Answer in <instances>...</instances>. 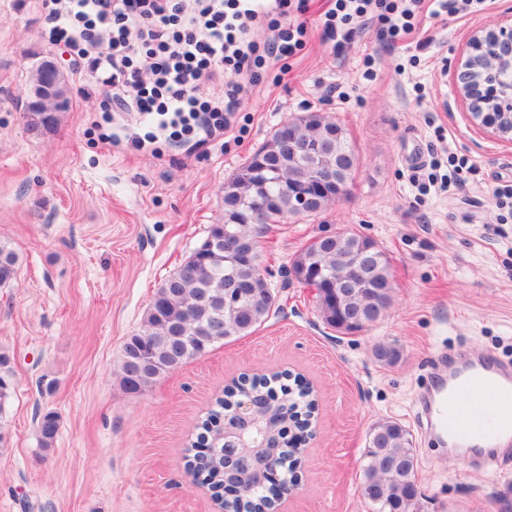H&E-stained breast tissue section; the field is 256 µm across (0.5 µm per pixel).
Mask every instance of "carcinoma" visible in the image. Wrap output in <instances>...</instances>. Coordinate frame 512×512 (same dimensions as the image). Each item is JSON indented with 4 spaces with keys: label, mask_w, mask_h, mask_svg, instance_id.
Masks as SVG:
<instances>
[{
    "label": "carcinoma",
    "mask_w": 512,
    "mask_h": 512,
    "mask_svg": "<svg viewBox=\"0 0 512 512\" xmlns=\"http://www.w3.org/2000/svg\"><path fill=\"white\" fill-rule=\"evenodd\" d=\"M51 60L37 66L29 88L28 128L53 127L57 113L69 104V76ZM294 137L295 153L281 149L284 135ZM358 159L345 130L321 112H309L277 128L236 174L224 183V223L211 226L207 238L181 270L165 278L146 312L143 329L123 345L120 383L139 394L160 377L210 351L217 343L253 332L270 316L277 296L267 279L260 252L230 253L224 237L249 238L254 221L265 226L290 215L314 214L336 201L337 189L349 193ZM329 174L334 187L324 192L318 175ZM17 255L0 244V285L15 278ZM291 273L316 291L323 322L342 334L367 330L392 303L390 262L378 244L343 231L320 236L295 256ZM377 360L393 364L398 348L379 344ZM11 359L0 351V398L13 385ZM273 400L266 408L273 427L288 426L304 434L316 410L308 383L286 371L244 374L224 388L198 424L189 449L193 479H201L215 500L224 498V414L248 396ZM38 430L42 444L53 443L58 417L45 413ZM274 458L265 483L246 484L247 492L227 499L223 512H272L285 493L298 485V454L302 441L271 435ZM360 484L362 497L374 512H414L421 496L416 480L417 456L408 431L393 420L370 429Z\"/></svg>",
    "instance_id": "1"
}]
</instances>
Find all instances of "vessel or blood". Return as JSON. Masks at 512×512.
Wrapping results in <instances>:
<instances>
[{
	"instance_id": "1",
	"label": "vessel or blood",
	"mask_w": 512,
	"mask_h": 512,
	"mask_svg": "<svg viewBox=\"0 0 512 512\" xmlns=\"http://www.w3.org/2000/svg\"><path fill=\"white\" fill-rule=\"evenodd\" d=\"M461 366L422 411L452 448L512 446V364L488 354L461 357Z\"/></svg>"
}]
</instances>
